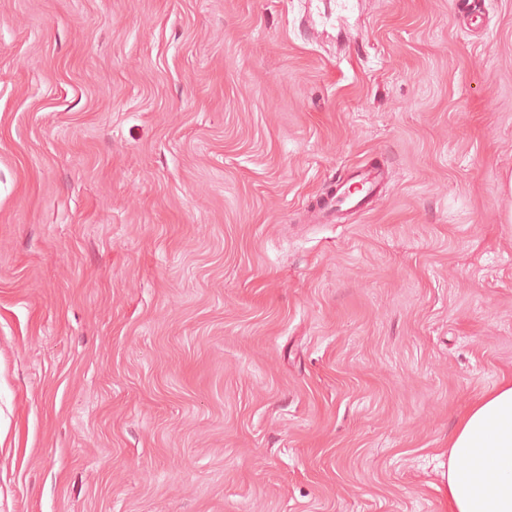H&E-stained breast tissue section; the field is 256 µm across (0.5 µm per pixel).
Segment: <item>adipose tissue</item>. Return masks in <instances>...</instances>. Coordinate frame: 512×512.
Masks as SVG:
<instances>
[{
    "label": "adipose tissue",
    "instance_id": "1",
    "mask_svg": "<svg viewBox=\"0 0 512 512\" xmlns=\"http://www.w3.org/2000/svg\"><path fill=\"white\" fill-rule=\"evenodd\" d=\"M448 512H512V378L484 392L448 438Z\"/></svg>",
    "mask_w": 512,
    "mask_h": 512
}]
</instances>
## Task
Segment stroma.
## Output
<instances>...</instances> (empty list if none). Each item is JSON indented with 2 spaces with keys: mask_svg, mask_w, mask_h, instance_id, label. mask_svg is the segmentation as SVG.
Here are the masks:
<instances>
[{
  "mask_svg": "<svg viewBox=\"0 0 512 512\" xmlns=\"http://www.w3.org/2000/svg\"><path fill=\"white\" fill-rule=\"evenodd\" d=\"M480 3L0 0V512H448L512 377ZM379 176L380 173L377 170L357 171L350 178V182L341 188L337 197L334 194L320 205L316 218L320 221L336 220L337 214L341 211L358 209L365 206L369 201V197L374 192ZM354 182L364 185L363 193L352 194L348 192L349 185Z\"/></svg>",
  "mask_w": 512,
  "mask_h": 512,
  "instance_id": "1",
  "label": "stroma"
}]
</instances>
